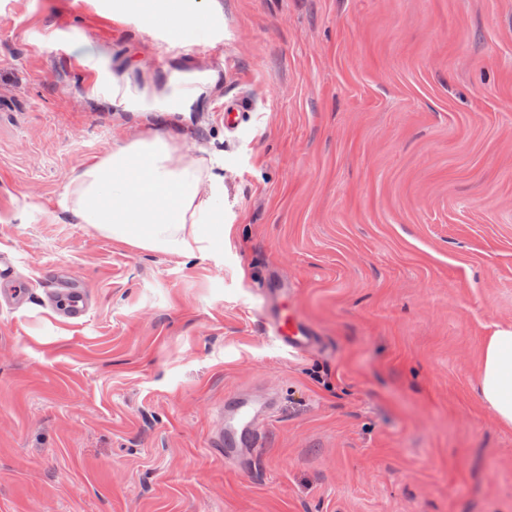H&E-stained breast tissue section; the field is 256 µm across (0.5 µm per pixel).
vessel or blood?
Masks as SVG:
<instances>
[{
  "label": "vessel or blood",
  "mask_w": 512,
  "mask_h": 512,
  "mask_svg": "<svg viewBox=\"0 0 512 512\" xmlns=\"http://www.w3.org/2000/svg\"><path fill=\"white\" fill-rule=\"evenodd\" d=\"M260 291L265 298L262 319L273 341L291 353H302L315 346L318 338L302 319L285 314L280 303L286 290L275 278H268ZM53 303L68 319L78 320L88 309L87 291L79 283L59 276L58 287L51 295ZM271 414V406L263 400L244 395H230L224 399V434L216 440L224 456L230 460H245L251 455L261 426Z\"/></svg>",
  "instance_id": "1"
}]
</instances>
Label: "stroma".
<instances>
[{
	"instance_id": "35a3bbf8",
	"label": "stroma",
	"mask_w": 512,
	"mask_h": 512,
	"mask_svg": "<svg viewBox=\"0 0 512 512\" xmlns=\"http://www.w3.org/2000/svg\"><path fill=\"white\" fill-rule=\"evenodd\" d=\"M220 2L184 0L202 16L173 48L119 0H0V261L23 291L0 306V512H512V428L476 390L512 326V0ZM148 135L222 179L209 251L61 207ZM61 267L81 321L48 302ZM272 275L316 350L267 336ZM242 390L276 406L231 464L213 441Z\"/></svg>"
}]
</instances>
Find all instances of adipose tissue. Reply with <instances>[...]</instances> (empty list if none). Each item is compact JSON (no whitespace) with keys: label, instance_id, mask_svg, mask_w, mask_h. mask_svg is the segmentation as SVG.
Segmentation results:
<instances>
[{"label":"adipose tissue","instance_id":"adipose-tissue-1","mask_svg":"<svg viewBox=\"0 0 512 512\" xmlns=\"http://www.w3.org/2000/svg\"><path fill=\"white\" fill-rule=\"evenodd\" d=\"M224 185L201 160H186L170 139H136L68 180L62 206L113 240L174 254L204 252L225 229L217 218ZM482 403L512 428V327L497 329L482 351Z\"/></svg>","mask_w":512,"mask_h":512}]
</instances>
